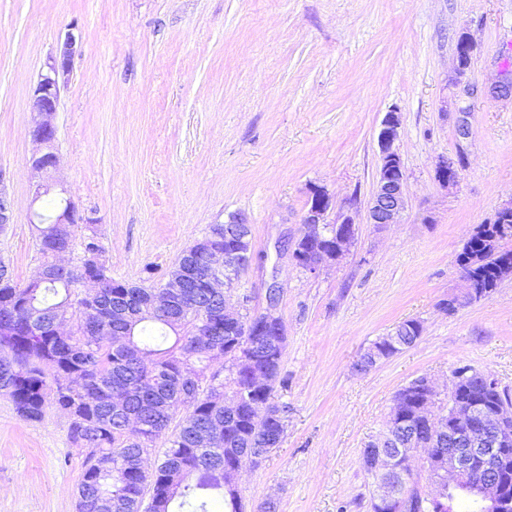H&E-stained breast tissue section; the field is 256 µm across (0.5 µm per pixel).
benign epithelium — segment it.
Returning <instances> with one entry per match:
<instances>
[{"mask_svg": "<svg viewBox=\"0 0 512 512\" xmlns=\"http://www.w3.org/2000/svg\"><path fill=\"white\" fill-rule=\"evenodd\" d=\"M474 45L466 36L456 46L455 71L462 78L468 71ZM77 52V41L73 33H68L52 57L47 71L40 74L34 89V102L31 113L30 135L35 149L28 165L34 182V200L38 201L46 192L60 196L66 194L64 186L51 179L52 171L59 164L55 147V116L60 96V79L70 72L73 58ZM486 98L501 101L512 100V68L499 71L497 78L483 91ZM470 110L461 108L455 119L458 154L465 153L464 143L471 135ZM401 120L399 113L388 112L381 122L377 134L380 166L375 186L367 204V221L377 227L395 224L404 212L407 204V174L396 147L399 139ZM459 160L440 157L436 166V178L445 187L454 186L459 178ZM309 206L303 217L305 232L301 241H297L291 252L295 264L303 270L314 273L329 262H337L349 253L356 242V222L349 211H340L334 219H329L334 202L329 192L322 186L312 184L308 187ZM13 204L7 193L0 187V229L11 223ZM336 224V230L330 231L328 223ZM310 247L309 251L300 249V243ZM90 259L87 251H82L75 261L67 264L54 263V267L42 271V277L52 278L61 272L71 277L84 276V265ZM255 254L252 245V225L243 212L228 216L225 221L210 225L199 248L187 252L176 263L173 271L160 284L163 291L153 295V301L163 302L170 297L182 298V289L195 288L203 284L216 289V293L226 296V291L238 282L240 276L252 266ZM465 291L443 304L448 312H454L474 300L475 290L467 277H462ZM282 286L276 279L267 284L264 310L254 315V321L243 318L247 299H242L239 308L224 307V315L219 322L233 324L241 336L235 351V360L239 363H252V345L250 336H266L268 344L282 356L287 331L278 314V304ZM427 398L421 410L423 421L430 426L438 437L451 434L449 419L465 416L474 420V425L454 435V439L463 444L461 448L448 449V459L441 461L432 456V449H423L424 457L420 468L430 480L435 476L430 464L436 463L448 473V481L434 499H448L453 506L457 494H464L480 508V512H512V407L502 405L491 412L466 402L448 405V412L437 413V390L434 383L427 379ZM398 408H393L387 429L377 439L376 447L370 449V460L378 470L388 471L396 461H403L407 469H414V456L408 444L417 435L419 426L412 421L395 420ZM377 497L391 507V512H408L407 496L398 485L386 482L380 485Z\"/></svg>", "mask_w": 512, "mask_h": 512, "instance_id": "benign-epithelium-1", "label": "benign epithelium"}]
</instances>
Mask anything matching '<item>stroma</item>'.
I'll return each mask as SVG.
<instances>
[{"mask_svg":"<svg viewBox=\"0 0 512 512\" xmlns=\"http://www.w3.org/2000/svg\"><path fill=\"white\" fill-rule=\"evenodd\" d=\"M82 40L62 80L56 178L96 230L114 279L162 274L209 226L242 211L266 256L237 290L252 312L283 288L281 364L288 426L244 468L246 512H370L361 452L386 428L396 393L428 376L447 393L470 365L512 391V277L448 313L461 293L456 257L476 225L512 201V102L481 94L512 65V0H0V185L13 220L0 258L18 284L39 265L27 160L33 89L67 31ZM475 49L456 84L460 36ZM471 111L456 185L435 179L456 157L454 118ZM401 118L408 176L399 223L359 224L355 247L313 273L288 247L304 232L307 188L365 209L377 133ZM407 320L422 334L362 372L368 346ZM47 401L40 419L0 395V512H77L86 451Z\"/></svg>","mask_w":512,"mask_h":512,"instance_id":"stroma-1","label":"stroma"}]
</instances>
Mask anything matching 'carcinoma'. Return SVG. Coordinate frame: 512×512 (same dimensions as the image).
<instances>
[{
  "mask_svg": "<svg viewBox=\"0 0 512 512\" xmlns=\"http://www.w3.org/2000/svg\"><path fill=\"white\" fill-rule=\"evenodd\" d=\"M38 252L49 259L61 243V228L46 222L34 225ZM512 221L479 224L457 255L456 262L473 281L477 298L493 292L500 284L498 271L512 264ZM79 281L59 276L44 280L40 274L20 286L0 273V394L9 397L16 412L27 420L42 417L50 386L48 375L70 379L72 389L62 392L56 384L53 399L72 418L74 443L89 449V461L78 487V512H140L145 489H152V512H184L190 501L199 512L220 507L224 512H244L242 497L224 489V476L212 470L217 461L232 468L252 465L249 449L257 435L283 437L287 422L285 407L275 402L282 360L259 358L257 367L270 372L272 386L251 401L279 414L264 426L252 420V409L244 405L233 416L224 415V390H243L248 385L247 368L235 366L232 351L238 331L199 336L198 319L213 317L221 298L210 288H190L197 298L192 310L178 321H168L150 305L152 287L125 288L122 301L112 298V284L94 293L82 294ZM77 317L75 330L65 312ZM40 323L41 334L30 335V321ZM421 323L408 320L380 338L361 357L359 368L367 370L374 359L388 358L418 339ZM224 356V374L213 373L205 381L188 380V364ZM457 376L456 396L483 405L487 410L512 401L504 390L488 391L476 370L469 365L452 371ZM426 393L400 390L401 417L418 421L419 402ZM181 405L185 415L174 421L173 410ZM214 424L222 435L214 454L194 445L201 425ZM163 462L153 471L144 462L132 468L128 460L142 448H151L166 430ZM417 448L448 453V442L422 433ZM419 474L404 478V490L412 512H448L430 504L420 489Z\"/></svg>",
  "mask_w": 512,
  "mask_h": 512,
  "instance_id": "carcinoma-1",
  "label": "carcinoma"
}]
</instances>
